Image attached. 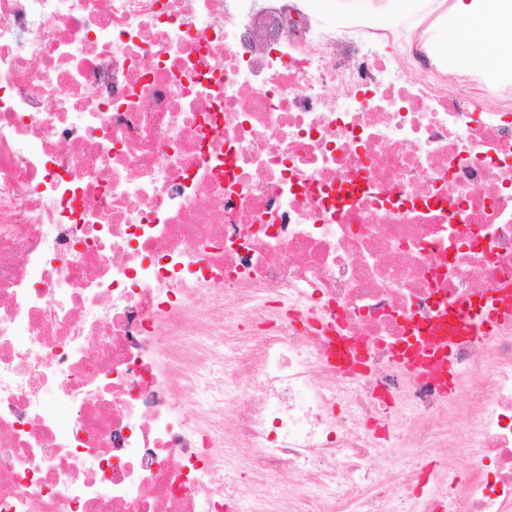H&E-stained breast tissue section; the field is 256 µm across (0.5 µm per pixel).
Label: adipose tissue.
<instances>
[{"instance_id": "ef3b65f1", "label": "adipose tissue", "mask_w": 512, "mask_h": 512, "mask_svg": "<svg viewBox=\"0 0 512 512\" xmlns=\"http://www.w3.org/2000/svg\"><path fill=\"white\" fill-rule=\"evenodd\" d=\"M448 67L512 69V0H457L431 46Z\"/></svg>"}]
</instances>
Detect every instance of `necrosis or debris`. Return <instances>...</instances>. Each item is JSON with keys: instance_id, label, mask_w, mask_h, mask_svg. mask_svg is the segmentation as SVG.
I'll use <instances>...</instances> for the list:
<instances>
[{"instance_id": "1", "label": "necrosis or debris", "mask_w": 512, "mask_h": 512, "mask_svg": "<svg viewBox=\"0 0 512 512\" xmlns=\"http://www.w3.org/2000/svg\"><path fill=\"white\" fill-rule=\"evenodd\" d=\"M231 3L0 0V512H512V89ZM432 450H418L413 454L409 455L400 465L385 470L379 474L381 478H389L396 482L401 481L402 473L409 467H414L420 464H430L434 460V454Z\"/></svg>"}]
</instances>
